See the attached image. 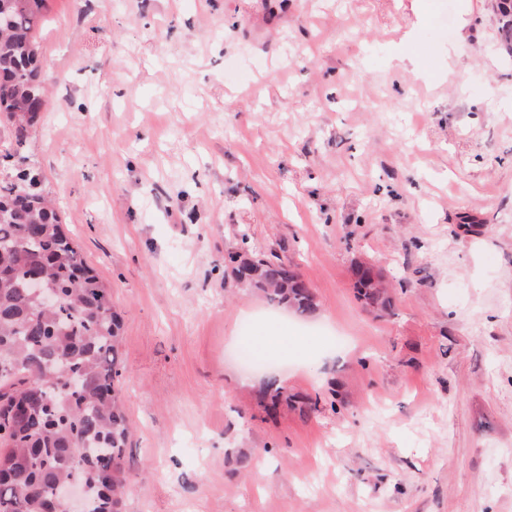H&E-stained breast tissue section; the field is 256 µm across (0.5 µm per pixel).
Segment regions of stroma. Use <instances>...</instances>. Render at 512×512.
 Returning a JSON list of instances; mask_svg holds the SVG:
<instances>
[{
  "mask_svg": "<svg viewBox=\"0 0 512 512\" xmlns=\"http://www.w3.org/2000/svg\"><path fill=\"white\" fill-rule=\"evenodd\" d=\"M423 2L46 0L25 154L122 318L123 512H512V57L490 0ZM246 244L339 345L261 346ZM356 288L358 299L363 301L366 307L378 310H388L392 306V298L384 285L382 274L374 267H363L359 264L356 267Z\"/></svg>",
  "mask_w": 512,
  "mask_h": 512,
  "instance_id": "1",
  "label": "stroma"
}]
</instances>
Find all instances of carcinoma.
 I'll return each mask as SVG.
<instances>
[{"label":"carcinoma","mask_w":512,"mask_h":512,"mask_svg":"<svg viewBox=\"0 0 512 512\" xmlns=\"http://www.w3.org/2000/svg\"><path fill=\"white\" fill-rule=\"evenodd\" d=\"M45 0H0V117L11 125L16 152L34 124L17 106L34 107L46 95L36 32ZM498 30L512 42V0L496 4ZM43 182L41 169L0 173V512H59L60 486L84 487L89 512H121L128 472V418L115 391L123 370L122 321L112 296L63 232L43 195L22 199L24 184ZM247 287L278 308L309 319L316 297L284 262L252 256ZM59 304L41 307L26 288L30 271ZM358 299L388 310L392 298L374 267H356ZM288 400L275 377L264 386V407Z\"/></svg>","instance_id":"1"}]
</instances>
